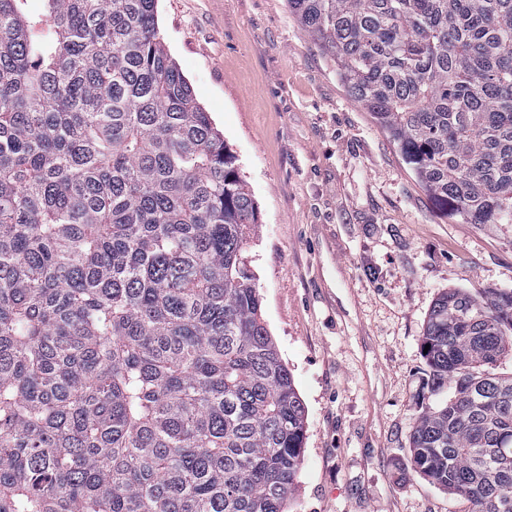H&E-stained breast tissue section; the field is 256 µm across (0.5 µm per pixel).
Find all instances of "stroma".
<instances>
[{"label":"stroma","instance_id":"35a3bbf8","mask_svg":"<svg viewBox=\"0 0 512 512\" xmlns=\"http://www.w3.org/2000/svg\"><path fill=\"white\" fill-rule=\"evenodd\" d=\"M157 18L260 212L243 259L307 411L291 512H463L410 465L422 336L448 289H512V225L439 212L287 0Z\"/></svg>","mask_w":512,"mask_h":512}]
</instances>
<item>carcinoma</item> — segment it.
<instances>
[{
	"instance_id": "1",
	"label": "carcinoma",
	"mask_w": 512,
	"mask_h": 512,
	"mask_svg": "<svg viewBox=\"0 0 512 512\" xmlns=\"http://www.w3.org/2000/svg\"><path fill=\"white\" fill-rule=\"evenodd\" d=\"M0 0V512H288L306 410L157 0ZM443 214L512 224V0H287ZM411 465L512 512V290L450 289Z\"/></svg>"
}]
</instances>
